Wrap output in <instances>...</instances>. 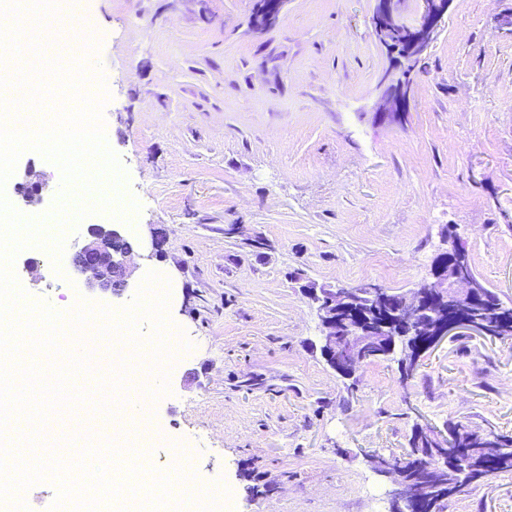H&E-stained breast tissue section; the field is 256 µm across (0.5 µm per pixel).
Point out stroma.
Here are the masks:
<instances>
[{"label": "stroma", "instance_id": "35a3bbf8", "mask_svg": "<svg viewBox=\"0 0 512 512\" xmlns=\"http://www.w3.org/2000/svg\"><path fill=\"white\" fill-rule=\"evenodd\" d=\"M256 0H76L46 32L88 23L65 64L101 67L108 146L140 209L119 226L164 254L135 262L124 295L58 275L48 253L20 251V286L62 312L79 300L120 310L148 272L171 283L176 350L126 381L113 405L152 388L149 419L126 463L148 476L184 464L195 489L230 490L220 512H386L389 479L369 456L400 451L413 425L462 420L512 434V341L462 333L428 350L416 377L394 361L365 364L356 386L316 347L301 281L372 282L404 292L429 278L447 230L476 275L512 298V0H453L418 66L398 120L380 116L398 75L374 34V0H285L273 26L250 24ZM58 196V168L34 151ZM241 227L227 237L228 225ZM253 237L264 249L249 246ZM90 405L47 420L48 454L74 459L73 433L109 445ZM263 488L253 499L246 483ZM447 512H512V474L471 485Z\"/></svg>", "mask_w": 512, "mask_h": 512}]
</instances>
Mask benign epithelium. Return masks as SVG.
I'll list each match as a JSON object with an SVG mask.
<instances>
[{"label":"benign epithelium","mask_w":512,"mask_h":512,"mask_svg":"<svg viewBox=\"0 0 512 512\" xmlns=\"http://www.w3.org/2000/svg\"><path fill=\"white\" fill-rule=\"evenodd\" d=\"M419 10L416 18L407 19L400 11V0H376L372 17L375 32L380 33L398 25L405 27L408 36L406 46L390 45L388 50L399 61V69H404L410 55L424 53L434 39L438 23L448 14L453 0H417ZM409 86L406 80L391 82L385 96L388 108L384 109L394 117L400 112V104L406 99ZM16 192L29 205L37 204L43 195L44 185L33 174L26 175V181L16 187ZM121 237L127 240L131 248L122 253L112 250V239ZM136 249L132 237L120 228L110 224H94L88 227L85 242L69 257L73 271L85 277L87 289L91 291L112 293L120 296L128 288L131 273L128 269V258ZM479 282L470 275L463 265H458L444 278H433L419 287L402 293V303L397 312L398 321L412 326L414 332L437 329L434 336H427L426 344L434 346L457 329H468L482 335H489L486 325L480 321L463 319L450 314L453 307L477 292ZM442 288L448 294V308L434 311L423 308L421 297L424 290ZM302 289L308 299L316 305L322 328L320 354L325 362L344 378L353 377L358 369L367 361L383 356L387 341L376 336L363 326V323L346 322L335 317L331 308L342 310L344 302L356 295L368 303L382 301L389 291L375 284L358 283L353 289L343 286H319L307 283ZM397 460L392 457L377 458L375 472L393 478V489L390 492V503H405L408 510L424 498L425 484L401 486L397 477Z\"/></svg>","instance_id":"1"}]
</instances>
